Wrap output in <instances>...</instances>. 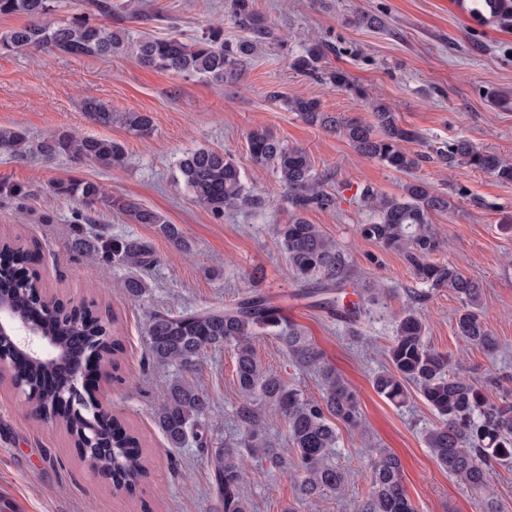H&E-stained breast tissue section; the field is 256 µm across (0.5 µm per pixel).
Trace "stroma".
Masks as SVG:
<instances>
[{"label":"stroma","instance_id":"stroma-1","mask_svg":"<svg viewBox=\"0 0 512 512\" xmlns=\"http://www.w3.org/2000/svg\"><path fill=\"white\" fill-rule=\"evenodd\" d=\"M140 8L162 15L150 34L189 38L212 25L235 40L246 32L235 22L230 0H137ZM255 10L275 33L271 44L243 62L230 82L143 67L131 56L71 57L20 50L0 54V127H20L43 136L61 129L109 137L124 144L125 166L102 170L65 160L0 157V180L30 186L23 200L0 201V237L15 240L28 253L39 286L57 302L95 300L103 320H115L123 350L111 373L97 372L96 402L136 437L149 462L150 476L132 491L115 489L110 479L90 472L80 451L57 422L39 420L12 385L14 371L0 369V505L8 512H218L210 461L194 445L170 447L154 423L155 406L173 366L149 362L144 332L153 309L173 314L233 302L251 291L267 296L286 322L297 325L355 391L361 423L338 426V443L327 459L345 469L351 481L344 494L325 492L314 503L298 500L289 473L275 456L249 460L245 492L252 512H357L368 493L374 449L396 454L402 479L417 512H482L480 498L433 460L423 434L438 421L417 393L401 407L372 386L387 365L386 349L394 322L414 308L427 328V340L450 354L461 377L498 380L512 390V183L466 167L425 162L417 178L451 195L455 207L433 218L440 247L432 259L454 262L481 287L489 328L499 341L495 352L467 345L454 331L461 303L448 289H431L402 256L364 240L358 225L370 222L360 192L371 185L399 192L403 174L360 157L341 136L303 122L282 97L316 96L324 109L371 121L369 99L382 97L400 121L420 134L410 149L419 154L463 136L512 160V27L477 34L454 19L447 0H253ZM361 15L382 19L376 28L358 23ZM333 43L324 69L347 73L350 89L316 84L291 70L290 58L305 39ZM96 98L114 111L149 113L150 138L139 139L118 124L89 120L84 103ZM270 128L281 140L307 151L325 189L336 196L331 211L312 210L311 223L334 239L345 260L346 281L338 292L345 304L359 302L364 289L383 295L365 318L349 322L324 309L325 282L297 279L280 251L274 227L290 211L272 168L254 165L246 152L248 132ZM212 148L235 158L248 187L270 197L264 209L225 212L217 219L193 201L175 180L176 163L187 151ZM60 178L98 182L109 193L135 199L179 225L189 251L177 250L152 226L135 224L119 213L100 214L98 224L75 225L74 204L52 197L49 183ZM108 234L149 241L157 255L149 287L135 299L125 291L126 272L72 250L78 235ZM255 352L304 397L319 399L320 379L311 368L292 366L280 340L260 336ZM208 394L207 422L217 444L239 436L237 412L243 403L231 349L209 351L194 377Z\"/></svg>","mask_w":512,"mask_h":512}]
</instances>
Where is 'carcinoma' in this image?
<instances>
[{"label": "carcinoma", "mask_w": 512, "mask_h": 512, "mask_svg": "<svg viewBox=\"0 0 512 512\" xmlns=\"http://www.w3.org/2000/svg\"><path fill=\"white\" fill-rule=\"evenodd\" d=\"M231 9L249 37L229 41L224 39V28L212 26L188 42L178 35L134 36L127 28L112 26L108 20L120 21L125 14L143 25L161 20L154 12L130 9L125 0H82L78 13L56 24L46 23L56 11V0H0L1 16L27 18L25 24L0 32V54L23 49L73 57L131 53L147 68L222 84L235 77L243 59L274 37L254 10L253 0H232ZM327 51L329 46L324 41L314 40L291 58L290 68L317 82L351 88L345 72L322 68ZM284 105L306 124L345 137L360 156L411 176L397 195L380 194L369 186L363 189V201L374 218L357 225V231L361 237L402 256L431 288L454 292L463 301L455 318L456 334L469 345L493 349L495 338L480 309V285L451 262L431 261L439 249L432 228L433 216L450 211L454 203L449 195L434 192L412 173L420 162L432 160L443 166L472 168L510 183L512 162L464 137L436 148L431 155L414 153L406 144L419 140L420 134L401 124L397 113L380 99L368 102L373 115V121L368 123L325 112L315 97L287 98ZM85 111L99 124L110 126L115 121L141 138L154 130L152 117L144 112H114L107 103L95 99L87 103ZM246 143L251 160L272 167L286 193L291 216L288 223L276 225L275 233L288 267L301 280L319 276L330 285L340 283L344 273L335 241L305 217V212L312 209L336 208V197L324 189L308 153L284 143L267 127L251 130ZM0 156H33L47 161L67 158L102 169L121 167L126 160L124 146L110 138L76 135L67 130L35 137L21 128H0ZM176 180L216 218L224 217L226 211L270 204L268 197L246 186L233 158L209 148L183 154L177 163ZM51 194L75 203V224L93 223L90 212L104 208L129 217L135 224L152 225L159 237L178 249L187 247L177 225L132 199L106 193L95 181L60 179L51 186ZM30 195L28 187L0 180L1 199ZM73 245L95 260L128 270L130 276L124 288L129 296L138 298L146 292L145 273L155 261L150 243L101 232L92 241L76 238ZM34 288V280L21 266L19 250L7 241L0 243V303L24 316L39 315L43 302ZM41 327L45 334L56 337L68 353L78 350L109 359L121 347L114 330L97 315L93 302L81 304L76 313L44 320ZM266 332L279 337L291 363L318 369L320 399L302 397L299 390L262 366L253 341ZM145 343L153 363L176 366L187 375L196 373L205 352L226 346L233 350L236 381L244 400L237 413L243 434L237 443L226 444L210 454L220 512H250L251 504L244 492L246 458L258 459L271 452L256 409L260 404L275 406L284 418L288 453L279 456L278 462L283 469H291L298 498L310 501L326 491H345L347 472L328 464L326 455L338 442L336 422L348 427L359 423L357 396L334 370L321 365L320 353L300 330L283 327L278 308L265 297L254 294L179 315L155 309L149 315ZM387 356L391 368L375 376L374 389L399 406L408 399V385H414L439 417L438 424L424 434L432 458L448 475L481 496L482 512H497L487 487L493 463H512V401L498 402L487 386L457 376L450 357L429 346L425 323L413 310L399 317ZM24 381L25 390L42 398L34 408L48 410L75 445L87 447L81 455L90 468L112 478L120 490L134 487L147 477L146 460L135 437L119 425L108 432L92 433L93 404L68 401L63 407L53 405L73 383L62 361L32 363ZM209 406L208 395L194 381L176 378L167 385L163 400L155 408L154 420L171 447L180 448L191 442L207 452L213 445V429L203 421ZM367 476L369 490L359 512H416L405 493L401 462L396 455L377 450Z\"/></svg>", "instance_id": "carcinoma-1"}]
</instances>
